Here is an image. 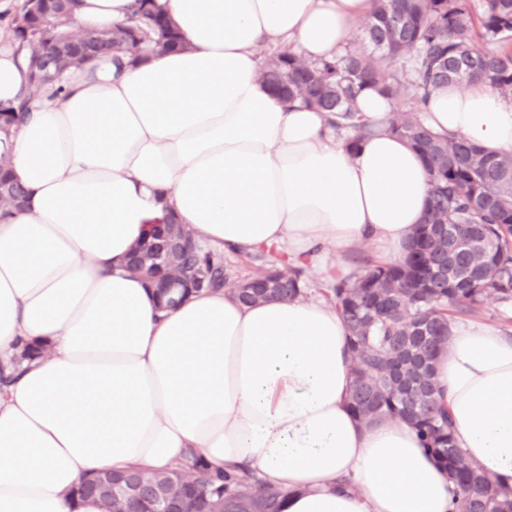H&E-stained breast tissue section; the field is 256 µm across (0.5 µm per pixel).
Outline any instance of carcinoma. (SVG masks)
Returning <instances> with one entry per match:
<instances>
[{
	"label": "carcinoma",
	"mask_w": 512,
	"mask_h": 512,
	"mask_svg": "<svg viewBox=\"0 0 512 512\" xmlns=\"http://www.w3.org/2000/svg\"><path fill=\"white\" fill-rule=\"evenodd\" d=\"M76 0H53L47 12L25 3L13 36L28 57V93L0 108L8 134L29 118L34 93L50 98L67 91L65 79L103 53L122 66L150 45L182 51L186 43L158 0H136L126 24L112 31L81 32ZM361 40L370 50L348 46L330 60L305 61L284 48L262 65L261 79L278 95L336 113V125L358 137L372 129L354 123L356 101L374 87L394 103L389 130L421 154L429 175V203L405 257L375 262L349 280L318 290L334 306L349 333L353 383L349 407L364 423L399 420L412 425L438 465L448 472L450 512H512V487L472 464L457 448L449 411L434 397L433 361L448 347L449 324L479 313L492 300L512 307V153H486L460 135H442L420 118L429 98L452 84L481 81L512 98V0H377ZM53 56L58 75L39 78L43 57ZM0 153V215L7 217L25 195ZM160 245L140 243L138 271L152 278ZM176 273L200 289L228 284L221 255L201 248L184 251ZM258 279L276 281L282 300L307 297L302 267L273 261ZM106 476L80 482L71 491L96 496L105 512H159L162 501L181 512H285L290 492L260 488L251 471L213 468L196 452L168 473L131 470L112 482L137 491L116 498L105 492Z\"/></svg>",
	"instance_id": "carcinoma-1"
}]
</instances>
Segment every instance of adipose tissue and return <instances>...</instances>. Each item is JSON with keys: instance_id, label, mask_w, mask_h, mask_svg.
<instances>
[{"instance_id": "ef3b65f1", "label": "adipose tissue", "mask_w": 512, "mask_h": 512, "mask_svg": "<svg viewBox=\"0 0 512 512\" xmlns=\"http://www.w3.org/2000/svg\"><path fill=\"white\" fill-rule=\"evenodd\" d=\"M188 48L116 70L73 71L65 95L0 140L22 209L0 221V364L45 343L0 391V512H104L70 490L102 471L159 469L197 449L292 490L287 512H448V474L415 429L348 407L347 329L320 299L241 304L204 291L161 311L126 271L132 247L175 217L218 251L273 250L346 278L336 256L368 240L400 260L428 206L403 138L358 142L326 113L274 97L262 47L336 56L374 0H160ZM134 0H80L83 27L116 28ZM28 81L0 46V104ZM423 119L512 151V100L482 83L435 92ZM456 444L512 485V336L450 326L435 362Z\"/></svg>"}]
</instances>
